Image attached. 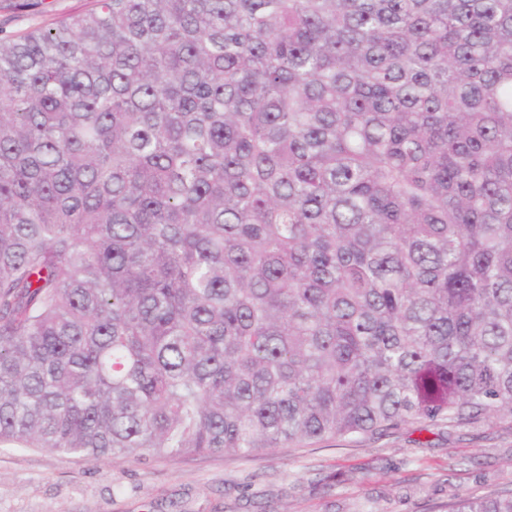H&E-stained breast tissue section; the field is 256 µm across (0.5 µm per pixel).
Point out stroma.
Wrapping results in <instances>:
<instances>
[{
    "mask_svg": "<svg viewBox=\"0 0 512 512\" xmlns=\"http://www.w3.org/2000/svg\"><path fill=\"white\" fill-rule=\"evenodd\" d=\"M95 0H0V37L54 27ZM512 488V417L403 424L254 457L91 462L0 447V512H447L455 493Z\"/></svg>",
    "mask_w": 512,
    "mask_h": 512,
    "instance_id": "1",
    "label": "stroma"
}]
</instances>
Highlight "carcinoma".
Wrapping results in <instances>:
<instances>
[{"mask_svg": "<svg viewBox=\"0 0 512 512\" xmlns=\"http://www.w3.org/2000/svg\"><path fill=\"white\" fill-rule=\"evenodd\" d=\"M97 2L0 38V447L512 417V0Z\"/></svg>", "mask_w": 512, "mask_h": 512, "instance_id": "cac0c4a2", "label": "carcinoma"}]
</instances>
